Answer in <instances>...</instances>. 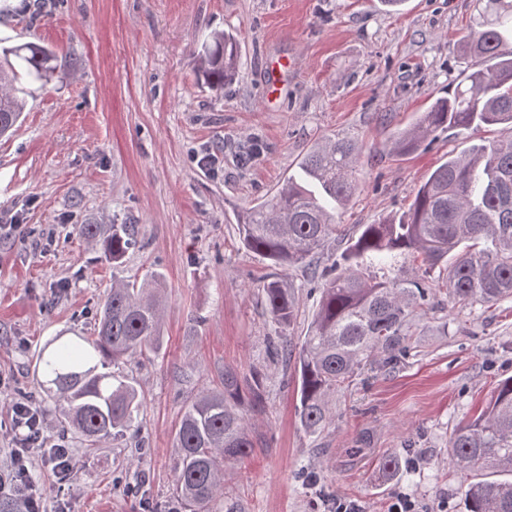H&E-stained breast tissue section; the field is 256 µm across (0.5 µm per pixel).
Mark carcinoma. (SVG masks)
I'll list each match as a JSON object with an SVG mask.
<instances>
[{"mask_svg": "<svg viewBox=\"0 0 512 512\" xmlns=\"http://www.w3.org/2000/svg\"><path fill=\"white\" fill-rule=\"evenodd\" d=\"M461 50L482 66L396 132L392 150L415 152L449 129L498 126L500 135L440 163L407 211L359 225L339 260L322 270L313 266L326 240L342 234L336 208L356 190L357 142L327 136L301 158L298 175L239 218L249 251L285 270L305 268L320 288L308 333L298 343L286 335L295 319L290 283L277 278L262 288L267 312L283 333L281 358L298 365L299 420L309 435L333 421L330 397L365 366L407 355L408 324L414 309L429 301L431 288L472 307L512 296V0H477ZM237 58L234 38L214 34L199 51V76L212 85L231 80ZM55 60L56 53L41 43L0 44V137L20 119L16 83L46 78ZM78 232L114 263L139 244L135 224H81ZM408 256L421 259L431 285L389 275L388 268ZM163 292L157 273L141 282L112 277L97 336L84 345L52 340L38 356L39 385L57 423L73 428L89 448L134 430L140 393L112 367L158 352ZM239 389L238 373L226 369L224 392L204 390L184 406L175 436L174 490L187 512H214L224 500V467L253 448ZM448 457L458 470L483 471L464 492L463 512H512V377L499 381L486 408L453 431Z\"/></svg>", "mask_w": 512, "mask_h": 512, "instance_id": "1", "label": "carcinoma"}]
</instances>
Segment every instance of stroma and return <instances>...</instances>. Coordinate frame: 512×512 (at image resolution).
<instances>
[{
	"label": "stroma",
	"instance_id": "1",
	"mask_svg": "<svg viewBox=\"0 0 512 512\" xmlns=\"http://www.w3.org/2000/svg\"><path fill=\"white\" fill-rule=\"evenodd\" d=\"M475 0H0V41L57 53L49 81L23 79L24 119L0 140V469L16 443L12 408L53 418L34 379L45 342L95 333L113 277L164 281L161 347L119 369L143 392L135 435L69 448L64 485L32 449L30 475L45 512H172L175 435L187 400L222 388L224 372L262 378L261 407L240 411L254 447L224 480V512H389L397 496L420 512H462L475 473L448 463L453 430L512 376V297L458 307L443 295L413 314L402 363L365 369L335 398L334 422L305 434L299 373L273 355L266 310L272 269L247 250L238 218L293 174L321 137L358 140L356 191L340 224H376L407 211L429 172L496 127L448 131L417 152L392 135L463 77L460 44ZM233 35L238 75L200 80L211 32ZM210 157L201 166L202 157ZM134 224L140 246L120 267L87 249L81 224ZM305 336L319 291L288 272ZM398 455L410 478L380 461Z\"/></svg>",
	"mask_w": 512,
	"mask_h": 512
}]
</instances>
